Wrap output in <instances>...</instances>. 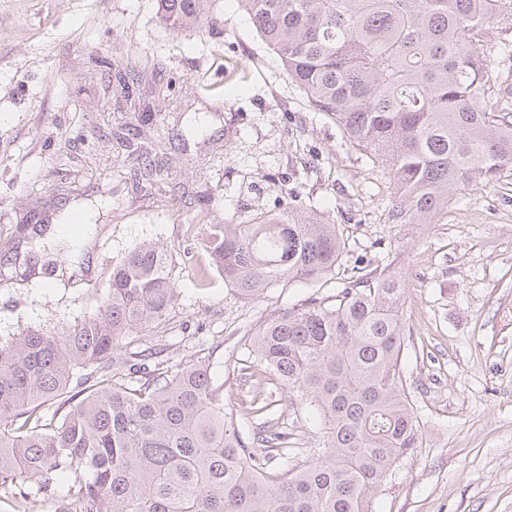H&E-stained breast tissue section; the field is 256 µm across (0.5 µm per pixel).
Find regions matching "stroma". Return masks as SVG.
<instances>
[{
    "label": "stroma",
    "mask_w": 512,
    "mask_h": 512,
    "mask_svg": "<svg viewBox=\"0 0 512 512\" xmlns=\"http://www.w3.org/2000/svg\"><path fill=\"white\" fill-rule=\"evenodd\" d=\"M159 0H0V339L59 333L96 314L125 252L148 241L172 262L179 295L161 322L123 344L168 371L202 361L226 404L248 416L276 402L287 458L302 468L324 434L307 404L248 359L251 334L274 311L332 296L291 281L238 298L200 244L207 224H247L298 197L336 225L349 261L404 287L400 369L419 423L418 448L394 466L374 512H512V174L466 184L423 224L388 218L396 188L342 128L313 110L236 0H207L214 31L178 30ZM141 63L140 102L115 75ZM167 179L134 183L118 135ZM36 215L43 235L11 225ZM81 249L59 253L60 237ZM50 259L24 284L30 257Z\"/></svg>",
    "instance_id": "obj_1"
}]
</instances>
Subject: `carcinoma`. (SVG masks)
Masks as SVG:
<instances>
[{"label":"carcinoma","mask_w":512,"mask_h":512,"mask_svg":"<svg viewBox=\"0 0 512 512\" xmlns=\"http://www.w3.org/2000/svg\"><path fill=\"white\" fill-rule=\"evenodd\" d=\"M207 0H161L173 28L205 21ZM285 76L350 143L392 174V221H422L473 179L512 170L509 104L480 52L512 30V0H239ZM202 246L243 299L341 266L336 225L289 202L250 224H207ZM177 288L150 242L112 268L96 316L59 336L0 340V480L43 494L68 471L63 512H373L391 471L419 444L400 371V280L355 270L332 296L274 313L249 356L314 407L325 426L311 464L271 473L288 437L243 426L203 362L149 370L122 350L166 315ZM53 405L52 413L45 412Z\"/></svg>","instance_id":"obj_1"}]
</instances>
